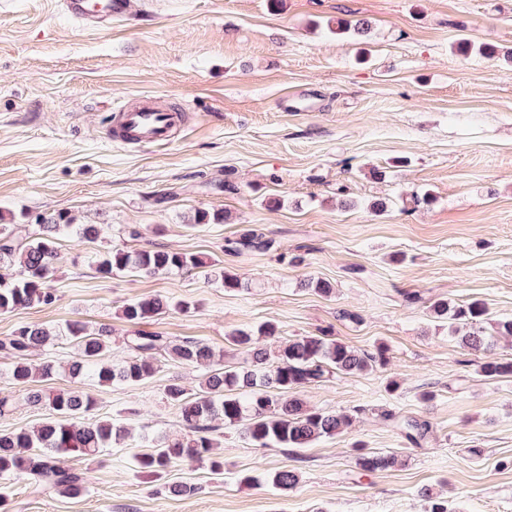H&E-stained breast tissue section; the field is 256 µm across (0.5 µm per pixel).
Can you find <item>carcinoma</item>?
Wrapping results in <instances>:
<instances>
[{
    "label": "carcinoma",
    "instance_id": "cac0c4a2",
    "mask_svg": "<svg viewBox=\"0 0 512 512\" xmlns=\"http://www.w3.org/2000/svg\"><path fill=\"white\" fill-rule=\"evenodd\" d=\"M39 227L41 232L18 243L13 225L0 221V269H15L13 273L0 274V314L51 304L57 298L53 286L59 261L56 235L66 225L44 218ZM273 246V240L264 233L248 229L228 249L268 252ZM92 264L104 277L123 271L151 277L211 267L215 280L226 290L255 286L215 267L205 256L169 249L104 248L94 253ZM171 307L190 309L184 301L173 303L154 296L124 304L121 316L138 325ZM430 311L434 318L448 321L451 334L463 347L473 352L491 347L493 336L486 334L484 327V303L475 300L457 305L439 299L430 305ZM111 335L107 327L90 333L82 323L72 322L64 332L28 324L0 340V350L16 358L9 372L13 384L26 387L37 378L48 380L60 373L68 375L72 382L66 390H28V403L50 410L51 416L33 428L0 431L1 479L23 477L38 493L77 496L86 491L91 470L77 473L66 469L59 464L60 455L76 452L93 462L105 449L128 438L130 429L110 419L87 418L95 402L84 391L85 382L100 386L137 384L156 372L153 359L160 351L199 370L198 391L190 395L177 382L164 387L165 399L179 409L184 434L143 436L151 451L136 455V464L142 472L153 475L176 462L196 463L207 466L215 476L224 475V462L215 453V433L222 426L240 429L246 440L263 448H306L321 438L343 433L351 416L310 408L302 398L303 389L335 373L352 376L384 366L389 352L383 344L372 350L356 349L319 335L290 339L271 351L261 341L279 336V330L275 323L265 322L255 329H238L229 334L232 345L244 354L241 363H217L215 350L205 342L192 338L170 340L143 330H135L125 338L129 356L114 360ZM59 344L73 347L66 361L47 360L36 365L27 362L31 352L49 351ZM480 373L489 380L512 376V359L484 362ZM385 418L414 443L429 432L425 422L397 419L391 414ZM395 463L392 453L365 452L355 459L356 466L369 473L385 471ZM270 482L286 492L298 484L299 475L293 469H283L275 472ZM420 495L428 503L427 512H448V501L434 496L431 488H422Z\"/></svg>",
    "mask_w": 512,
    "mask_h": 512
}]
</instances>
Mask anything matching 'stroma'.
I'll list each match as a JSON object with an SVG mask.
<instances>
[{
  "label": "stroma",
  "mask_w": 512,
  "mask_h": 512,
  "mask_svg": "<svg viewBox=\"0 0 512 512\" xmlns=\"http://www.w3.org/2000/svg\"><path fill=\"white\" fill-rule=\"evenodd\" d=\"M369 21L367 35L336 31ZM493 49L462 53L460 41ZM512 0H130L111 28L91 31L58 0H0V215L17 238L41 217L99 224L103 239L58 236L51 305L0 314V339L19 326L112 330L124 356V303L150 295L190 303L143 323L193 338L237 362L228 335L274 322L283 337L325 334L357 349L389 348L386 366L306 388L309 405L354 415L342 435L307 448H260L224 432V476L178 464L149 481L134 470L141 431L179 433L169 380L195 391L197 373L162 355L137 385L86 383L93 417L131 425L133 438L94 463L76 497L36 495L1 480L8 512H426L422 487L449 512H512V376L488 380L487 357L462 348L431 317L436 299L485 303L489 322L512 317ZM152 98L178 107L170 143L107 137L110 114ZM232 180L237 193L219 182ZM431 194V204L413 196ZM166 196L158 206V196ZM385 201L386 212L371 205ZM220 211V224H192ZM256 228L268 253L225 248ZM161 245L200 253L257 281L227 291L200 271L105 277L90 263L105 247ZM329 280L331 297L304 280ZM0 351V393L12 394L0 430L47 413L26 402ZM398 389H390V380ZM430 400H423V393ZM428 422L414 446L385 414ZM394 454V467L359 470L355 447ZM296 469L282 492L270 476ZM250 474L254 483L239 482ZM188 483L196 494L175 496Z\"/></svg>",
  "instance_id": "stroma-1"
}]
</instances>
